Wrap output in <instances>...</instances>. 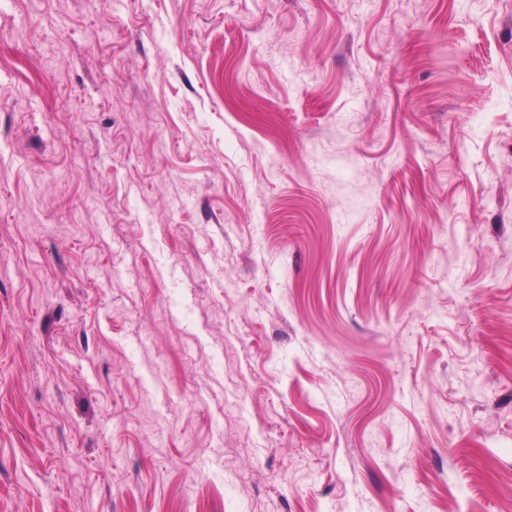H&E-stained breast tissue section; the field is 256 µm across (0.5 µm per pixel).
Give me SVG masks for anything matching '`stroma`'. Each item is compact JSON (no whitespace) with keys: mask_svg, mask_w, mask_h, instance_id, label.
Segmentation results:
<instances>
[{"mask_svg":"<svg viewBox=\"0 0 512 512\" xmlns=\"http://www.w3.org/2000/svg\"><path fill=\"white\" fill-rule=\"evenodd\" d=\"M512 0H0V512H505Z\"/></svg>","mask_w":512,"mask_h":512,"instance_id":"1","label":"stroma"}]
</instances>
